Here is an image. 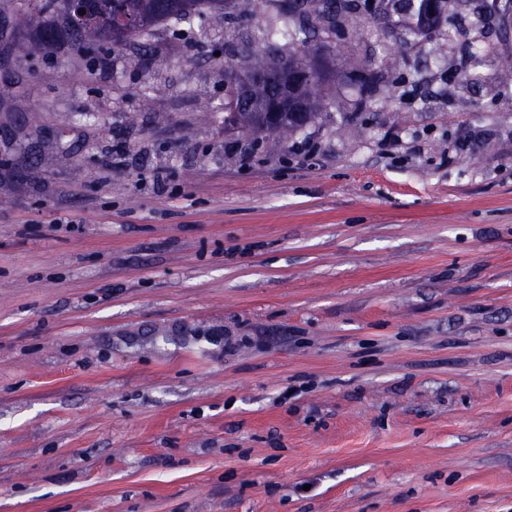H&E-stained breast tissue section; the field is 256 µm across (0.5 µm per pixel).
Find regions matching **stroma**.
I'll list each match as a JSON object with an SVG mask.
<instances>
[{
    "mask_svg": "<svg viewBox=\"0 0 512 512\" xmlns=\"http://www.w3.org/2000/svg\"><path fill=\"white\" fill-rule=\"evenodd\" d=\"M495 2L310 20L322 113L255 141L222 54L288 57L295 19L208 11L104 70L17 52L0 0V512H512Z\"/></svg>",
    "mask_w": 512,
    "mask_h": 512,
    "instance_id": "obj_1",
    "label": "stroma"
}]
</instances>
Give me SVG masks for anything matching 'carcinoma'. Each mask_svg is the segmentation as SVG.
Wrapping results in <instances>:
<instances>
[{"label": "carcinoma", "mask_w": 512, "mask_h": 512, "mask_svg": "<svg viewBox=\"0 0 512 512\" xmlns=\"http://www.w3.org/2000/svg\"><path fill=\"white\" fill-rule=\"evenodd\" d=\"M226 0H123L119 8L123 24L133 31L129 37L115 42L112 28L116 23V14L105 13L97 0H91L85 14L77 18L73 15L70 0H17V19L21 38L17 47L25 49V40L32 38L44 46L50 47L67 37L78 51L89 48L110 49L125 45L143 31L160 24L183 22L207 10L224 8ZM441 0H419L416 23L410 32L417 33L422 26L434 21L440 11ZM274 5L289 16H302L310 12L327 23L329 29H335V17L341 10L359 8V0H274ZM291 41L301 46L299 54L294 56L302 63L310 57L307 31L302 28L291 30ZM323 79L310 87L301 106L306 111L299 119L283 116L276 125L265 124L257 112H232L231 91L225 90L224 122L253 134L276 135L284 140L309 123L321 111Z\"/></svg>", "instance_id": "obj_1"}]
</instances>
